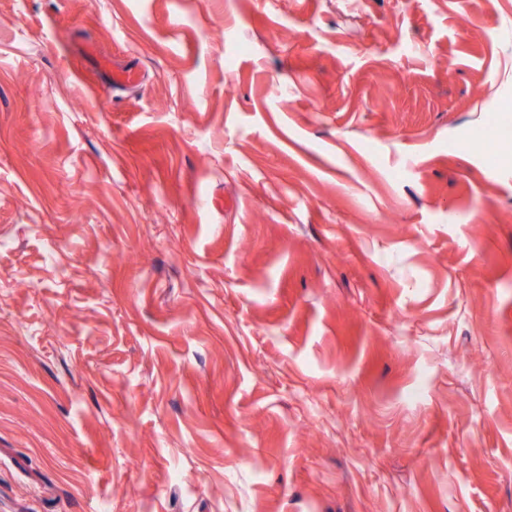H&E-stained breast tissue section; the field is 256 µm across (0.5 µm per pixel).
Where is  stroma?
<instances>
[{
  "mask_svg": "<svg viewBox=\"0 0 512 512\" xmlns=\"http://www.w3.org/2000/svg\"><path fill=\"white\" fill-rule=\"evenodd\" d=\"M505 132L512 0H0V512H512Z\"/></svg>",
  "mask_w": 512,
  "mask_h": 512,
  "instance_id": "stroma-1",
  "label": "stroma"
}]
</instances>
